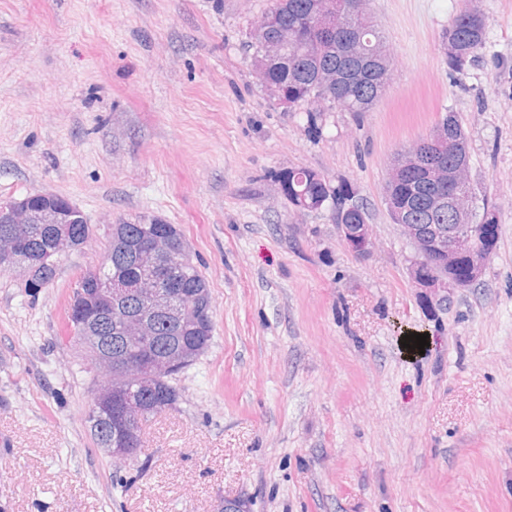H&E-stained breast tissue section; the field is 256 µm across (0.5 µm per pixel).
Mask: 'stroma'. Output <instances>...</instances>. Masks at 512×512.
<instances>
[{
    "label": "stroma",
    "instance_id": "35a3bbf8",
    "mask_svg": "<svg viewBox=\"0 0 512 512\" xmlns=\"http://www.w3.org/2000/svg\"><path fill=\"white\" fill-rule=\"evenodd\" d=\"M466 5L369 0L393 70L351 112L259 81L271 0H0V198L56 193L94 227L47 287L0 272V512H512V0H477L485 46L455 69L442 34ZM449 114L499 240L479 283L435 299L383 187ZM301 167L350 188L368 256L330 207L288 202L279 177ZM135 215L179 225L215 323L143 426L144 469L94 445L101 376L64 332L80 274Z\"/></svg>",
    "mask_w": 512,
    "mask_h": 512
}]
</instances>
